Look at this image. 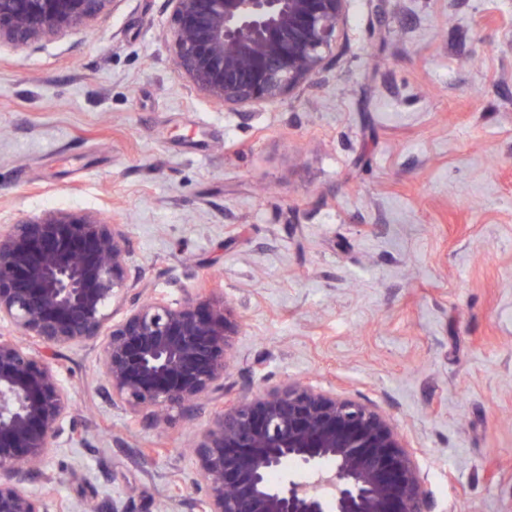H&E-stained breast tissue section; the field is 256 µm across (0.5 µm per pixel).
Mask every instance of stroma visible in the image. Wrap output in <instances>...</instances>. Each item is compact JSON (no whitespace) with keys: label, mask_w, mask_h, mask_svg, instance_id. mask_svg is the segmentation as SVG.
Masks as SVG:
<instances>
[{"label":"stroma","mask_w":512,"mask_h":512,"mask_svg":"<svg viewBox=\"0 0 512 512\" xmlns=\"http://www.w3.org/2000/svg\"><path fill=\"white\" fill-rule=\"evenodd\" d=\"M171 26L165 0H115L0 45V230L101 212L150 293L230 307L225 399L307 382L372 406L433 512H512V0H347L328 65L238 110L173 70ZM99 354L54 352L84 440L46 464L48 512H193L186 442L218 402L156 429Z\"/></svg>","instance_id":"1"}]
</instances>
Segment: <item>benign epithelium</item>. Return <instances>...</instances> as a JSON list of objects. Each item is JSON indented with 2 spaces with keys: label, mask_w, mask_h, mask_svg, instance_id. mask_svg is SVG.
Masks as SVG:
<instances>
[{
  "label": "benign epithelium",
  "mask_w": 512,
  "mask_h": 512,
  "mask_svg": "<svg viewBox=\"0 0 512 512\" xmlns=\"http://www.w3.org/2000/svg\"><path fill=\"white\" fill-rule=\"evenodd\" d=\"M111 0H0V44L85 26ZM175 69L213 102L276 101L327 64L347 0H167ZM129 301L109 323L114 298ZM0 512H47L20 474L82 438L70 394L45 352L101 341L112 404L155 425L224 390L238 324L225 303L144 295L123 225L50 210L0 232ZM375 408L286 383L225 402L191 443L197 512H432L415 460ZM305 472L298 479L288 468Z\"/></svg>",
  "instance_id": "benign-epithelium-1"
}]
</instances>
